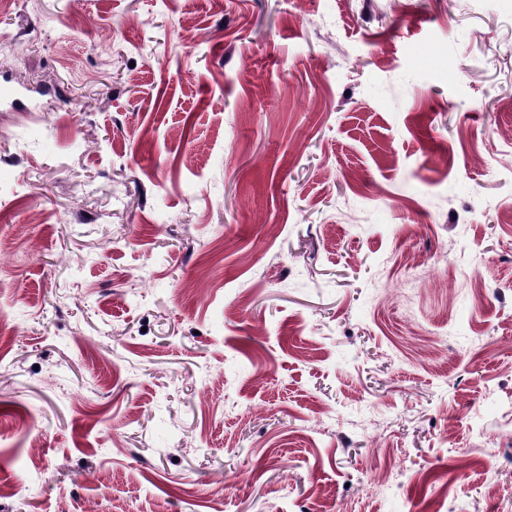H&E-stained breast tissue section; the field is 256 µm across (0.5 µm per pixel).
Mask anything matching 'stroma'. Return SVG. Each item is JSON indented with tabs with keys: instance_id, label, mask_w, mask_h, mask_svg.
Here are the masks:
<instances>
[{
	"instance_id": "35a3bbf8",
	"label": "stroma",
	"mask_w": 512,
	"mask_h": 512,
	"mask_svg": "<svg viewBox=\"0 0 512 512\" xmlns=\"http://www.w3.org/2000/svg\"><path fill=\"white\" fill-rule=\"evenodd\" d=\"M512 0H0V512H512Z\"/></svg>"
}]
</instances>
